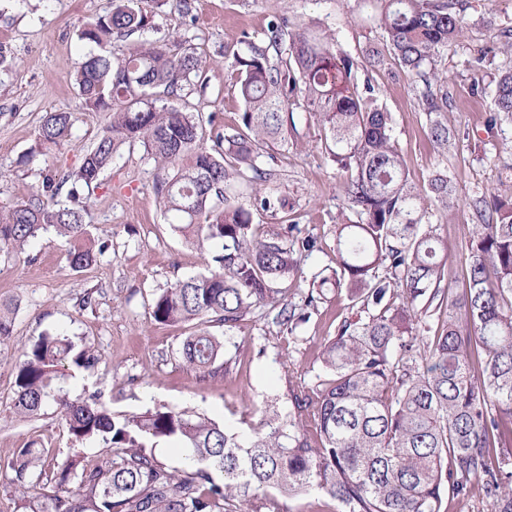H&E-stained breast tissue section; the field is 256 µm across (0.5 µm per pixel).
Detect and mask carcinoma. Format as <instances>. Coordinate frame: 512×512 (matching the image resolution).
Segmentation results:
<instances>
[{"label":"carcinoma","instance_id":"obj_1","mask_svg":"<svg viewBox=\"0 0 512 512\" xmlns=\"http://www.w3.org/2000/svg\"><path fill=\"white\" fill-rule=\"evenodd\" d=\"M463 13L460 0H381L384 51L370 54L375 64L388 55L420 75L428 137L442 155L454 133L448 76L436 58L463 34ZM150 24L139 0H112V11L79 33L98 47L73 79L80 104L112 113L111 121L78 167L44 176L38 202L0 209V250H22L51 228L73 243V270L92 265L104 245L86 222L85 199L124 146H142L156 163L155 195L173 230L208 249L207 272L164 289L152 316L164 325L196 323L182 357L215 378L224 373V340L208 324L228 333L261 305L276 310L281 325L305 321L288 302L298 225L252 223L258 206H288L268 189L272 173L257 161L288 146L300 108L345 173L340 197L355 216L336 223L334 266L319 278L318 294L345 284L368 319L344 321L327 340L321 373L295 394L294 414L246 430L167 407L114 415L97 401H73L54 386L73 345L43 334L16 368V413L32 418L53 402L71 436L102 441L112 457L90 467L66 463L34 512H287L285 499L312 491L345 512H441L445 494L467 512L475 483L491 512H512V473L495 463L512 448V178L470 201L464 287L442 288L447 239L423 226L434 211L455 207L452 185L443 171L425 188L409 179L389 113L371 81H358L361 60L331 35L271 25L267 46L252 43L225 58L243 112L232 133L213 129L208 147L196 108L156 105L200 75L198 55L139 43L123 59L112 57L114 41ZM503 118L512 119V66L495 78L488 124ZM75 119L47 114L36 146L61 148ZM64 190L67 204L59 200ZM14 309L13 300H0V340L11 333ZM432 314L440 326L426 329ZM160 440L184 451L181 473L145 452ZM42 456L39 448L18 449L10 462L18 482Z\"/></svg>","mask_w":512,"mask_h":512}]
</instances>
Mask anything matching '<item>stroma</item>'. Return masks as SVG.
Returning <instances> with one entry per match:
<instances>
[{
  "label": "stroma",
  "mask_w": 512,
  "mask_h": 512,
  "mask_svg": "<svg viewBox=\"0 0 512 512\" xmlns=\"http://www.w3.org/2000/svg\"><path fill=\"white\" fill-rule=\"evenodd\" d=\"M467 26L462 37L442 50L438 66L447 71L451 95L448 122L455 145L438 155L428 138L426 115L417 103L421 81L393 60L369 68L367 75L380 103L390 113L394 136L411 180L427 184L437 171L447 172L458 203L432 218V228L448 240L443 287L458 289L467 263L469 202L494 192L501 174L492 157L512 161V121L488 127L491 97L477 98L473 83L490 84L496 67L478 63L479 49L501 44L512 30V0H465ZM183 13L175 0H141L152 28L147 42L180 43L206 63V90L183 85L167 98L170 106H195L215 114L229 129L243 105L224 73V56L267 45L270 23L286 21L337 37L353 55L382 47L377 25L378 0H191ZM111 0H0V42L7 44L14 66L0 73V208L34 200L49 171L78 166L85 150L108 124L105 112L81 108L69 77L95 52L81 41L82 27L110 12ZM77 116L67 143L38 153L35 132L46 113ZM296 131L287 148L264 159L274 170L286 209H254V223L298 224L314 241L313 251L297 255L299 273L288 300L306 316L296 329L273 323L268 308L256 307L233 331L211 324L224 336V375L205 379L188 367L180 353L194 324L169 326L152 317L155 297L180 280L204 273L207 253L190 245L167 223L154 192L156 168L143 147L121 150L105 170L99 189L88 199V220L106 248L79 271L68 262L70 242L47 232L25 250L0 253V297L16 299L12 332L0 344V512H29L30 504L53 491V470L78 455L93 463L108 456L99 441H78L63 426L55 404L37 416L15 414V365L22 352L43 333H61L75 350H91L96 362L80 367L65 362L56 381L70 399L98 396L117 414L143 413L161 406L189 415H206L229 426L259 423L264 411L281 416L294 411L297 383L313 384L321 371L318 355L343 321L362 311L346 291L328 289L316 306H306L312 282L334 255L338 185L343 178L321 138L323 133L304 112L295 116ZM44 449L41 466L17 481L9 462L24 445Z\"/></svg>",
  "instance_id": "35a3bbf8"
}]
</instances>
